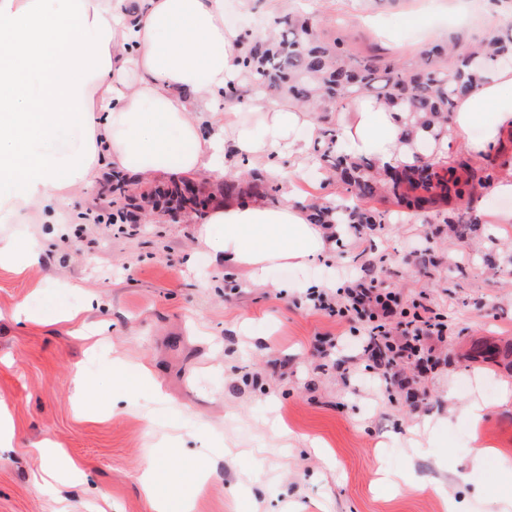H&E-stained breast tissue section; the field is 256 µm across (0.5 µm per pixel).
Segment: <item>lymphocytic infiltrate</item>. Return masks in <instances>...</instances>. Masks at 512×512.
<instances>
[{"label": "lymphocytic infiltrate", "mask_w": 512, "mask_h": 512, "mask_svg": "<svg viewBox=\"0 0 512 512\" xmlns=\"http://www.w3.org/2000/svg\"><path fill=\"white\" fill-rule=\"evenodd\" d=\"M315 309L337 320H355V334L364 355L381 353L372 370L382 383H390L399 365L419 368L434 366L432 340H444L448 322L427 297L403 303L399 294L377 287L365 278L348 280L335 294L320 292L312 297Z\"/></svg>", "instance_id": "1"}]
</instances>
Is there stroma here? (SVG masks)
<instances>
[{
	"label": "stroma",
	"instance_id": "stroma-1",
	"mask_svg": "<svg viewBox=\"0 0 512 512\" xmlns=\"http://www.w3.org/2000/svg\"><path fill=\"white\" fill-rule=\"evenodd\" d=\"M235 32L271 23L281 0H224ZM326 36L344 38L358 57L413 58L427 43L459 35L479 40L507 28L512 12L497 0H292ZM277 182L296 179V204L338 200L312 159L285 157ZM479 232L461 239L437 231L434 213L417 212L373 230H346L327 256L277 265L263 283L248 270L214 264L199 246L195 218L136 216L112 224V194L98 184L67 204L103 223L0 224L1 236L41 241L43 263L0 269V408L15 429L0 455V512H152L140 477L159 472L156 493L182 512H445L444 497L468 512H488L512 494L498 454L512 457V196L477 189ZM496 242L495 265L472 263ZM370 275L410 301L429 294L448 318L436 343L441 365L407 386L380 385L353 336V325L310 309V288H338L343 275ZM48 315L82 311L99 336L70 327L13 321L17 305ZM343 339L335 356L332 340ZM485 343L497 362L474 360ZM81 375L99 393L102 420L72 397ZM453 401H446V394ZM481 399L491 409L479 427L458 418L431 447L412 433L447 406ZM495 448L469 483H443L445 469L475 440ZM51 441L82 462L74 478L54 473L34 450ZM178 454H168V446ZM426 483L425 491L414 482Z\"/></svg>",
	"mask_w": 512,
	"mask_h": 512
}]
</instances>
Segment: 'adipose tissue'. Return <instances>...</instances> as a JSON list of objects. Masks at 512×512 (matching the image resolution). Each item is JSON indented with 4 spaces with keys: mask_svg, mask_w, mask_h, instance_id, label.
Segmentation results:
<instances>
[{
    "mask_svg": "<svg viewBox=\"0 0 512 512\" xmlns=\"http://www.w3.org/2000/svg\"><path fill=\"white\" fill-rule=\"evenodd\" d=\"M240 74L224 0H0V224H67L50 202L94 189L119 170L140 179H222L226 158L273 166L277 150L306 153L320 134L315 112L252 100L261 133L223 111ZM338 145L382 164L411 161L394 110L373 99L334 113ZM482 124L474 139L471 127ZM512 135V67L477 74L458 100L448 137L480 160ZM203 246L255 281L277 264L325 256L333 238L305 208L218 205ZM39 242L0 237V268L22 271Z\"/></svg>",
    "mask_w": 512,
    "mask_h": 512,
    "instance_id": "ef3b65f1",
    "label": "adipose tissue"
}]
</instances>
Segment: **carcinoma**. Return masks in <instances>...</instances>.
<instances>
[{"instance_id": "obj_1", "label": "carcinoma", "mask_w": 512, "mask_h": 512, "mask_svg": "<svg viewBox=\"0 0 512 512\" xmlns=\"http://www.w3.org/2000/svg\"><path fill=\"white\" fill-rule=\"evenodd\" d=\"M242 80L229 83L224 97L233 100L248 94L268 100L308 105L319 112L327 140L324 149L315 147L314 160L341 182L346 195L386 208L359 210L345 202L313 204L308 208L312 224H342L358 229L390 222L397 209L437 212L439 223L450 225L459 238L479 230L481 218L471 209L473 182L494 179L493 169H473L464 161H434L422 152L426 140L441 148L458 99L473 87L477 73L498 61L512 60V28L491 29L476 45L451 36L444 45L421 51L414 59L352 57L344 41L320 37L315 24L292 12L274 21V33L266 38L246 31L238 42ZM366 94L386 102L399 112L405 143L413 149V162L381 168L368 158H354L332 148L336 129L330 112L334 105ZM142 189L149 202L162 198L171 209L198 210L181 195L179 184L143 185L135 177L112 171V205L115 216L137 209L136 200L123 194L122 186ZM226 198L275 202L281 187L271 180L227 179L219 187ZM394 208H388V205Z\"/></svg>"}]
</instances>
